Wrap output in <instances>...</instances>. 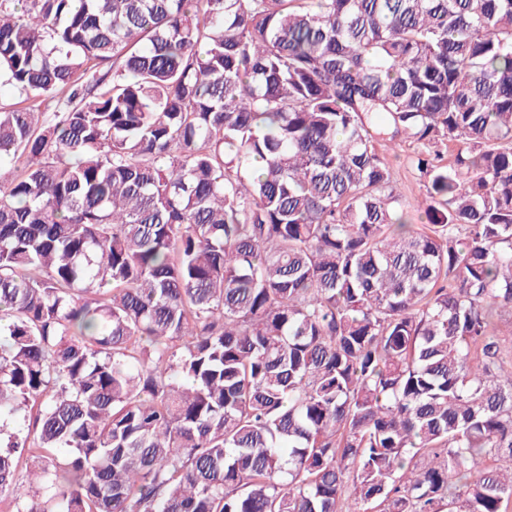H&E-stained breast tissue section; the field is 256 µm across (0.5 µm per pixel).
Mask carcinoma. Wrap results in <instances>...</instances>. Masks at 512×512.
Segmentation results:
<instances>
[{"label":"carcinoma","mask_w":512,"mask_h":512,"mask_svg":"<svg viewBox=\"0 0 512 512\" xmlns=\"http://www.w3.org/2000/svg\"><path fill=\"white\" fill-rule=\"evenodd\" d=\"M0 73L5 512H506L512 0H0ZM381 153L390 168L392 185L406 213L407 224H415L416 228L427 224L425 219H422L428 203L426 181L416 168L417 147L408 141L398 139L393 150Z\"/></svg>","instance_id":"carcinoma-1"}]
</instances>
